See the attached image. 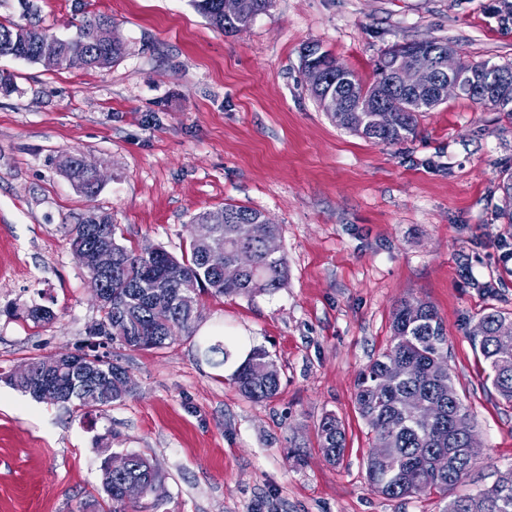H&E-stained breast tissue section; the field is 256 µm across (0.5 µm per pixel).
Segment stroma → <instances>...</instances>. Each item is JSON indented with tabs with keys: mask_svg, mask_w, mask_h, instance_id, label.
<instances>
[{
	"mask_svg": "<svg viewBox=\"0 0 512 512\" xmlns=\"http://www.w3.org/2000/svg\"><path fill=\"white\" fill-rule=\"evenodd\" d=\"M65 37L111 16L123 58L107 69L49 70L0 58V512H74L100 497L107 452L135 451L166 476L160 512H443L445 499L392 500L370 488L374 441L357 378L390 347L404 298L431 303L480 459L458 493L512 465V404L499 398L469 336L479 317L512 313V227L499 184L512 171V116L454 94L415 135L373 143L339 127L310 94L302 50L315 43L371 82L394 46L444 40L473 61L512 63V0H272L225 33L190 0H32ZM75 153L104 172L86 195L59 168ZM280 226L288 279L274 293L203 295L190 332L166 348L107 355L132 378L107 410L34 400L3 375L72 352L100 317L68 230L110 215L121 244L181 255L196 214L224 204ZM51 308L33 327L20 312ZM226 341L231 356L204 354ZM265 349L280 392L253 403L229 377ZM347 438L328 464L318 424Z\"/></svg>",
	"mask_w": 512,
	"mask_h": 512,
	"instance_id": "stroma-1",
	"label": "stroma"
}]
</instances>
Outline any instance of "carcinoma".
I'll list each match as a JSON object with an SVG mask.
<instances>
[{
    "mask_svg": "<svg viewBox=\"0 0 512 512\" xmlns=\"http://www.w3.org/2000/svg\"><path fill=\"white\" fill-rule=\"evenodd\" d=\"M193 6L216 28L233 33L250 25L266 12L271 0H241L235 13H221L216 0H191ZM25 23L0 22V57H12L30 63H40L36 47L48 29L28 0L22 2ZM111 20L105 14L86 16L75 25V32L63 38L62 56L83 51L89 67L104 69L120 60L124 46L101 48L93 40L97 25ZM443 40L399 45L376 63L372 82H362L354 71L336 74V58L320 51L316 45L303 48L302 58L310 57L328 69L326 90L355 108L348 113L342 128L377 144H398L416 131L418 116L430 112L444 100L429 92L414 93L399 88L395 82L397 56L411 53V60L432 67L436 58L448 51ZM460 69L438 78L453 79L459 93L471 101L490 105L512 114V64L470 61L458 58ZM387 113V124L378 126L372 121L377 111ZM504 206L501 216L512 225V172L504 176L501 186ZM224 223L217 225L216 234L205 249L190 245L189 251L176 257L155 246H125L116 236V225L106 217V224L96 233L76 224L70 230L73 253L93 247L99 242L112 245V277L107 288L112 292V305L101 309L102 318L87 328L85 354L98 362L87 371L76 365L73 355L61 356L59 365L48 368L42 358L30 361V375L16 380L5 375L13 388L37 397L36 388L52 382L61 391V404L104 411L122 400L127 392L123 385L125 369L112 362L99 349L117 343L129 350H153L166 347L172 339L191 329L197 313L199 296L252 295L272 293L288 279V259L285 253H269L263 245L249 237L250 224L264 218L251 208L227 204L223 208ZM241 247L254 254L256 266L235 282L224 281V265L231 263ZM192 278L197 288L185 291L182 281ZM164 305L171 311L169 324L158 326L152 309ZM55 313L44 307L25 312L24 320L35 326L52 323ZM512 324V317L492 310L483 314L478 325L482 334L470 336L490 369L492 386L507 403H512V355L504 352L498 339L500 329ZM393 344L359 374L355 402L359 414L366 420L375 441L387 440L393 448L386 461L366 457L365 473L369 485L379 494L390 498H407L419 493L437 492L448 497L444 512H512V466L496 471L491 485L474 493L454 495L452 491L463 483L476 464L462 454L464 439L474 429L470 413L460 399L447 365L445 327L436 309L419 299H404L392 314ZM214 365H224L230 350L221 341L205 348ZM396 362L406 365V374L390 386L380 388L377 382L384 370ZM237 391L254 402L269 401L280 390L279 372L268 352L253 348L231 375ZM433 404L439 416L430 421L422 407ZM319 444L325 461L340 463L346 450V432L333 414L325 415L318 426ZM130 467L124 473L102 469L101 488L104 497L79 503V512H157L163 499L146 495L138 502L126 501L122 485L129 479L144 483L147 489L165 480L146 456L127 452Z\"/></svg>",
    "mask_w": 512,
    "mask_h": 512,
    "instance_id": "obj_1",
    "label": "carcinoma"
}]
</instances>
